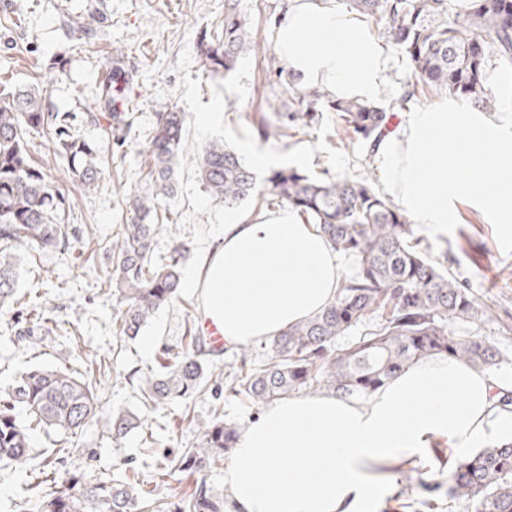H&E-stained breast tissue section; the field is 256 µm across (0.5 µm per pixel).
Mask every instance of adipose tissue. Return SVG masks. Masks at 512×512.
I'll use <instances>...</instances> for the list:
<instances>
[{
	"instance_id": "obj_1",
	"label": "adipose tissue",
	"mask_w": 512,
	"mask_h": 512,
	"mask_svg": "<svg viewBox=\"0 0 512 512\" xmlns=\"http://www.w3.org/2000/svg\"><path fill=\"white\" fill-rule=\"evenodd\" d=\"M291 73L339 99L386 90L383 41L336 0H292L275 34ZM192 282L225 345L265 341L325 308L344 277L327 237L289 206L232 210ZM512 380L448 356L412 364L362 400L291 394L243 430L226 479L238 512H377L378 467L445 438L458 454L512 441Z\"/></svg>"
}]
</instances>
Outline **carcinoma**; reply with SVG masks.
<instances>
[{
  "label": "carcinoma",
  "instance_id": "obj_1",
  "mask_svg": "<svg viewBox=\"0 0 512 512\" xmlns=\"http://www.w3.org/2000/svg\"><path fill=\"white\" fill-rule=\"evenodd\" d=\"M343 2L373 21L379 38L406 55L411 75L404 92L384 105L333 99L287 81L282 95L297 104L288 120L306 125L314 112H334L347 132L374 145L388 132V113L409 109L426 90L463 97L478 108L493 107L488 73L502 60L512 62V0H471L464 12L453 11L451 0ZM198 49L201 68L210 75L229 73L245 55L275 68V54L252 38L242 0H224V24L202 31ZM46 85L39 75L28 84L0 76V308L17 302L19 271L11 252L65 249L69 244L66 220L72 202L33 160L32 135L46 138L78 186L98 183L102 173L99 141L75 135L70 113L47 109ZM127 86V73L114 68L96 91L97 104L106 113H87L94 124L105 121L102 137L107 140L112 124L127 120V113L114 108L125 98ZM254 128L264 140L280 135L264 114ZM184 141V113L168 106L155 112L146 143L145 185L127 198L129 218L120 225L112 270L102 282L120 305L113 320L117 333L130 339L139 336L161 307L179 298L184 246L173 245L156 268L151 260L162 229L155 223L159 205L175 194ZM197 175L205 191L228 207L257 193V175L219 140L201 148ZM265 182L261 197L267 204L286 203L318 226L352 260L353 272L322 311L260 342L263 363L252 362V348L237 347L228 396L265 406L320 386L340 397H366L411 364L431 357H452L492 373L512 363L482 337L457 335V328L477 324L489 317L488 311L448 269L429 260L407 218L371 183L348 176L319 182L289 167L271 171ZM357 329L359 335L348 344L336 346L338 337ZM215 355L201 329L191 324L179 350L163 349L155 367L133 368L128 378L148 406L186 400L207 390ZM98 407L96 387L68 369L32 365L12 386L0 389V466L26 473L21 512L36 507L47 512L144 509L138 480L127 472L59 482L48 456L27 469L33 430L76 436L96 418ZM108 426L116 441L143 429L139 416L127 409L112 411ZM200 429L198 446L184 451L175 464L191 476L222 459L239 438L234 427L217 417ZM448 499L465 500L474 512H512V442L470 452L451 473ZM155 512H224V498L202 479L177 500L159 503Z\"/></svg>",
  "mask_w": 512,
  "mask_h": 512
}]
</instances>
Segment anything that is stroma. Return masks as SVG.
Instances as JSON below:
<instances>
[{"instance_id":"1","label":"stroma","mask_w":512,"mask_h":512,"mask_svg":"<svg viewBox=\"0 0 512 512\" xmlns=\"http://www.w3.org/2000/svg\"><path fill=\"white\" fill-rule=\"evenodd\" d=\"M290 0H243L254 37L273 45L277 25L285 18ZM224 19V0H0V71L14 82L28 83L58 56L64 68L48 86L46 104L54 112L97 111L93 93L112 63H123L130 78L123 105L130 112L129 132L113 131L102 145L103 174L91 190L74 186L66 167L45 147L36 155L57 189L73 201L69 219L68 250H36L19 254L20 304L0 310V388L18 379L31 365L67 366L84 374L98 390L97 417L63 447L61 435L36 431L31 446L35 459L57 458L58 479L98 476L135 468L145 501H174L190 488L185 474L163 470L165 457L181 455L200 440L199 427L214 417L243 429L261 414L260 406L224 395L222 379L231 370L232 353L215 360L220 381L213 389L185 401L152 408L144 405L127 373L152 367L163 347L180 348L187 323L201 317L199 298H179L159 309L135 339L115 333L112 325L116 301L100 281L111 268L112 244L120 224L129 216L125 195L143 187L146 173L143 150L154 114L163 104L177 111L186 106L176 91L174 68L182 50L196 51L201 31L218 27ZM225 120L232 127H252L262 101L287 112L280 80L274 72L253 65L245 100L224 97ZM321 118H314L295 137L274 139L280 151L317 144L341 146L351 163L360 164L362 176L381 187L380 162L371 147L356 140L342 145L336 133L319 137ZM421 245L432 261L449 268L472 288L492 320L479 333L512 357V255L503 253L493 227L483 216L461 206L457 228L451 235ZM40 308L47 323L35 321ZM78 330L72 341L69 330ZM32 340H24L26 331ZM108 357L111 369L101 374L92 362ZM133 411L148 425L152 441L134 432L113 441L106 421L112 409ZM447 454L426 448L420 460L389 472V492L381 512H472L471 504L440 498L428 506L421 488L433 476L449 480Z\"/></svg>"}]
</instances>
